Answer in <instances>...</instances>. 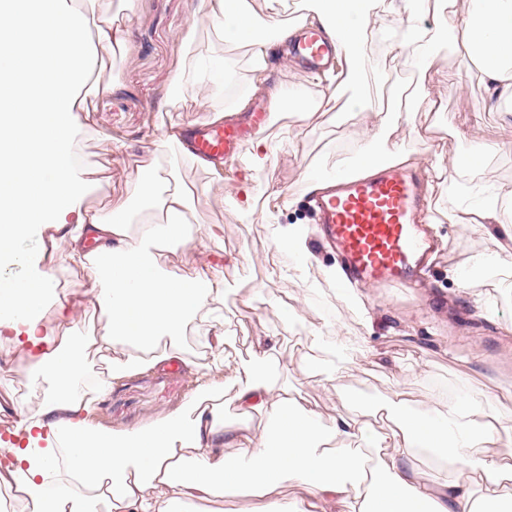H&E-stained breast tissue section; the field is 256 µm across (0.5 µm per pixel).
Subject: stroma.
<instances>
[{
  "mask_svg": "<svg viewBox=\"0 0 512 512\" xmlns=\"http://www.w3.org/2000/svg\"><path fill=\"white\" fill-rule=\"evenodd\" d=\"M111 5L117 19H129L131 44L125 56L112 59L106 68H94L93 77L109 83L110 89L98 97L96 112L78 123L81 162L92 172L82 201L86 208L131 199L135 165L151 161L154 143L161 137L157 108L167 107V123L182 131L212 119L194 101L169 95L183 61L178 36L201 14L202 0H111ZM366 53L370 65L364 88L371 100L402 87L439 106L435 112L403 115L389 131V147L413 153L429 148L444 158L464 160L480 146L484 152L479 165L462 168L459 181L512 188V127L504 125L498 107L486 106L481 82L448 39H441L423 75L385 55L377 43H368ZM269 70L274 81L309 97L321 91L311 71L290 59L286 46H279ZM451 72L459 73L460 89L449 88L446 76ZM366 120L363 112H343L335 119L313 112L302 118L280 109L265 132L273 161L256 184L261 192L259 210L268 204L262 195L265 186L287 192L278 199L271 224L259 210L249 213L230 203L241 191L240 159L221 162L223 185L204 194L200 188L208 180L206 170L188 160L181 147L166 152L163 170L170 181L192 192L198 223L190 241H175L157 252V263L173 276L211 268L223 272L228 363L223 372L209 371L210 353L199 350L194 330H186L178 373L169 374L160 365L114 379L94 404V424L115 434L153 426L184 412L205 384L224 386L223 413L238 420L227 383L258 336L277 339L280 382L292 396L318 405L327 422L342 410L336 395L340 385L377 403L392 392H404L420 413L428 411L432 400L464 399L489 390L498 397L497 410L512 413V279L494 267L484 276L472 272L473 259L493 253L496 246L485 233L449 222L460 198L449 193L447 181L432 180L426 218L442 252L426 275V292L414 295L369 287L360 310L323 278V269L338 259L320 246L315 218L295 192L305 168L330 174L355 160L358 131ZM277 223L306 225L312 256L302 270L281 256L273 236ZM213 232L218 235L214 241L209 238ZM18 250L24 260L9 266V275H32L37 258L45 254L64 280L63 291L93 301L85 273L54 260L48 234L25 238ZM476 293L487 296V307L474 305ZM316 328L338 338L350 351L351 368L338 382L326 381L323 374L328 351L310 345ZM29 350V345L0 338V404L32 403L25 358Z\"/></svg>",
  "mask_w": 512,
  "mask_h": 512,
  "instance_id": "1",
  "label": "stroma"
}]
</instances>
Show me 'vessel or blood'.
<instances>
[{"mask_svg": "<svg viewBox=\"0 0 512 512\" xmlns=\"http://www.w3.org/2000/svg\"><path fill=\"white\" fill-rule=\"evenodd\" d=\"M292 52L307 68L322 70L334 47L322 32L306 29L294 40ZM269 122V111L259 105L235 120L195 126L189 148L200 157H231L242 153L249 135ZM326 180L327 188L308 193L307 199L321 238L339 256L347 279L385 289L420 281L437 243L417 222L423 207L418 174L385 162L369 177L343 169Z\"/></svg>", "mask_w": 512, "mask_h": 512, "instance_id": "b4317fda", "label": "vessel or blood"}]
</instances>
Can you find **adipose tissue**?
<instances>
[{
	"label": "adipose tissue",
	"mask_w": 512,
	"mask_h": 512,
	"mask_svg": "<svg viewBox=\"0 0 512 512\" xmlns=\"http://www.w3.org/2000/svg\"><path fill=\"white\" fill-rule=\"evenodd\" d=\"M200 20L208 42L186 57L175 81L178 97L199 99L202 81L226 86L231 67L221 44L249 47L248 94L264 95L272 108L290 101L300 113L328 111L343 87L352 92L349 112H365L359 133L360 170L375 173L379 162L419 166V154L388 147L397 116L368 104L359 90L365 47L393 27L399 41L388 55L418 72L426 70L440 33H447L462 57L474 62L486 98L512 103V0H469L458 17L456 0H304L296 25L286 24L287 0H265L263 12L246 0H203ZM320 27L336 43L335 76L314 104L271 84L270 48L291 38L296 27ZM129 45L127 27L114 24L104 0L80 9H61L57 0H0V48L21 52L36 63L27 76L0 71V263L15 260L17 243L32 232L54 229L67 260L85 270L98 288L104 320L98 336L62 332L57 344L34 358L31 386L37 407L21 410L13 460L0 465V482L10 485L25 512H178L186 500H217L229 491L255 499L249 512H286L277 491L290 485L303 492L293 512H512V415L500 414L496 398L481 392L463 401L440 402L428 414L411 410L404 393L393 392L378 409L390 420L380 432L362 419L356 395L340 398L344 413L331 422L288 395L272 367L278 345L270 337L253 342L250 357L234 375L233 401L239 414L264 412L270 432L259 438L227 421L212 404L215 389L200 390L188 409L156 425L115 435L89 418L90 398L74 380L88 347L121 348L110 372L96 381L105 391L112 376L180 358L185 324L202 323L214 351L224 356V289L218 275L190 278L164 274L155 252L190 239L195 222L192 197L180 186H162L160 176L137 184L145 197L139 236L131 234V208H81L86 182L75 171V122L89 111V94H77L87 55L104 59ZM476 202H463L453 223L496 236L503 218L501 192L474 186ZM0 328L40 345L44 311L63 315L72 303L59 297L52 270L5 280ZM452 464L464 479H439L415 464L420 451Z\"/></svg>",
	"instance_id": "ef3b65f1"
}]
</instances>
